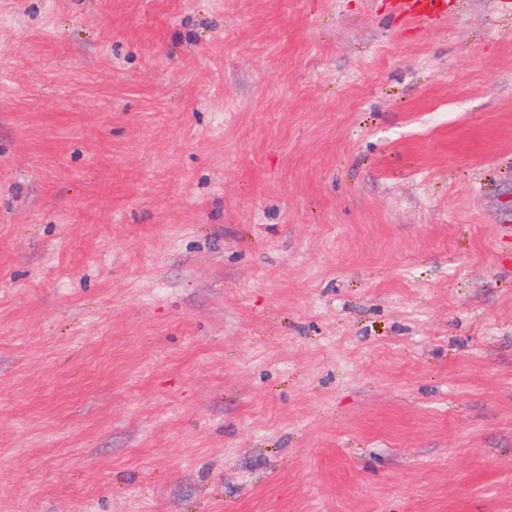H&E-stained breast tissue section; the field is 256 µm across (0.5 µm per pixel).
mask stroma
<instances>
[{
  "instance_id": "obj_1",
  "label": "stroma",
  "mask_w": 512,
  "mask_h": 512,
  "mask_svg": "<svg viewBox=\"0 0 512 512\" xmlns=\"http://www.w3.org/2000/svg\"><path fill=\"white\" fill-rule=\"evenodd\" d=\"M512 0H0V512H512ZM400 10L407 15L434 16L444 10L445 0H400Z\"/></svg>"
}]
</instances>
